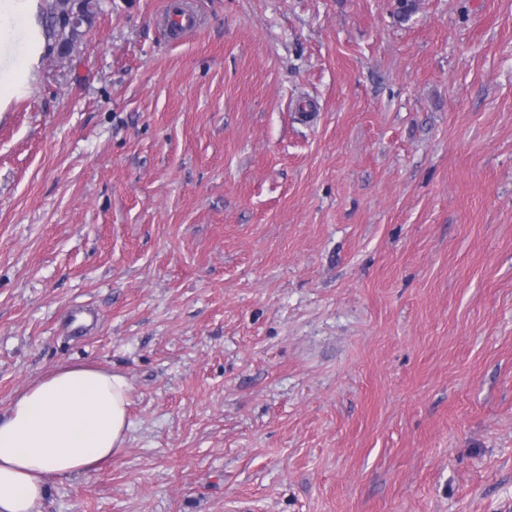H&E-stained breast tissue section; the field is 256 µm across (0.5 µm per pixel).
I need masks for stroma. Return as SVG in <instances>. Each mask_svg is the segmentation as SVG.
Returning a JSON list of instances; mask_svg holds the SVG:
<instances>
[{"label":"stroma","mask_w":512,"mask_h":512,"mask_svg":"<svg viewBox=\"0 0 512 512\" xmlns=\"http://www.w3.org/2000/svg\"><path fill=\"white\" fill-rule=\"evenodd\" d=\"M188 2L0 43V415L131 383L42 512H512V0Z\"/></svg>","instance_id":"stroma-1"}]
</instances>
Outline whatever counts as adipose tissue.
<instances>
[{
    "label": "adipose tissue",
    "instance_id": "1",
    "mask_svg": "<svg viewBox=\"0 0 512 512\" xmlns=\"http://www.w3.org/2000/svg\"><path fill=\"white\" fill-rule=\"evenodd\" d=\"M131 385L67 365L38 379L0 417V512H41L50 483L89 476L125 448Z\"/></svg>",
    "mask_w": 512,
    "mask_h": 512
}]
</instances>
